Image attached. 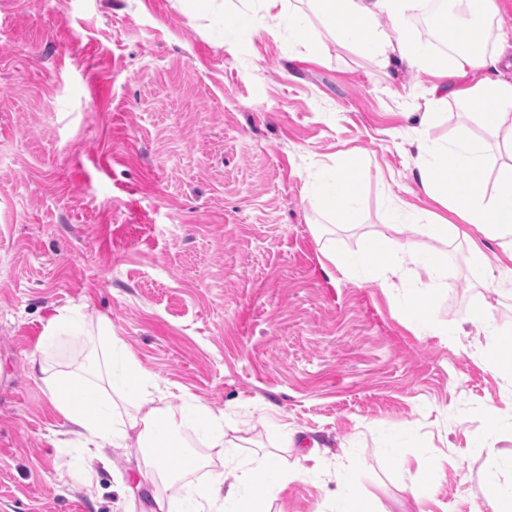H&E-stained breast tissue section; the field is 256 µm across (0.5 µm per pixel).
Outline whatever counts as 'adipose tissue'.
I'll return each instance as SVG.
<instances>
[{
    "mask_svg": "<svg viewBox=\"0 0 512 512\" xmlns=\"http://www.w3.org/2000/svg\"><path fill=\"white\" fill-rule=\"evenodd\" d=\"M285 0H262V18L249 15L227 29L230 39L251 41L260 30L297 34L307 29L305 18L284 9ZM317 11L337 39L373 61L379 70L401 63L430 75L423 104L422 127L447 109L449 99L481 107L482 125L501 134L507 156L495 178H488V158L483 147L462 136L443 145L428 137L417 141L414 178L424 194L455 214V221L427 212L392 210L388 224L394 232L369 246L378 260L350 259L325 252L328 262L348 280L362 285L380 282L384 272L398 273L407 262L415 264L414 286L409 294L394 297L404 313H413L419 300L435 299L447 289L443 263L413 259L397 235L411 228L422 238L439 243L462 239L469 245L470 258L484 266L482 285L499 291L512 281V80L504 78L500 55L487 53L484 41L487 23L499 11L496 0H455L469 6L464 18L448 34L451 53L446 58L431 54L408 34L414 0H314ZM387 17L392 33L378 30L376 21ZM312 192L320 206L339 220L352 214L361 198V183L352 166L324 168L313 180ZM500 249L496 265L485 263L486 243ZM97 337L107 348L96 364L85 370L51 367L31 354L39 367L40 380L51 405L65 420L70 433L81 440L80 457L90 463L101 459L104 448H126L137 443L143 448L137 475L118 487L120 495L132 496L144 479L158 472L161 460L173 457L186 461L188 470L200 465L188 453L180 436L193 430L205 447L226 455L233 442L224 430V416L193 399L172 404L169 393L159 386L156 375L146 371L133 357L112 323L100 319ZM488 512H512V448L491 444L485 448ZM303 463L295 470L283 468L278 457L267 453L236 465L232 482L216 478L178 496L154 495L151 512H271L277 490L291 481L309 477V464L317 460L316 449L302 453Z\"/></svg>",
    "mask_w": 512,
    "mask_h": 512,
    "instance_id": "obj_1",
    "label": "adipose tissue"
}]
</instances>
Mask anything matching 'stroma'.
<instances>
[{"instance_id":"obj_1","label":"stroma","mask_w":512,"mask_h":512,"mask_svg":"<svg viewBox=\"0 0 512 512\" xmlns=\"http://www.w3.org/2000/svg\"><path fill=\"white\" fill-rule=\"evenodd\" d=\"M302 36L226 41L224 28L258 0H0V512H127L116 490L135 456L81 463L60 444L64 421L27 356L62 311L52 365L94 363L86 330L111 321L133 356L171 393L223 411L242 462L297 430L322 447L319 474L289 483L279 512H327L335 463L374 508L432 486L424 512H487L480 445L489 409L512 410V383L491 370L485 336L448 342L493 298L512 338V292L492 295L466 244L441 247L448 290L410 322L386 287L357 285L324 258L357 257L398 206L443 213L413 179L420 134H468L501 163L472 104L449 102L421 128L427 76L381 72L340 45L307 0ZM352 163L363 193L347 225L313 199L314 173ZM410 428L401 473L381 429ZM182 441L212 474L232 477L192 430Z\"/></svg>"}]
</instances>
